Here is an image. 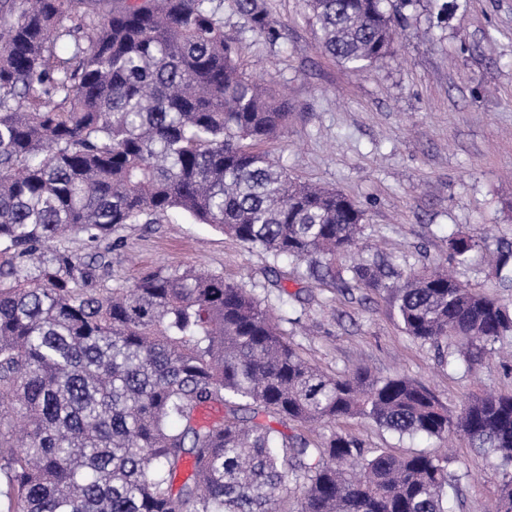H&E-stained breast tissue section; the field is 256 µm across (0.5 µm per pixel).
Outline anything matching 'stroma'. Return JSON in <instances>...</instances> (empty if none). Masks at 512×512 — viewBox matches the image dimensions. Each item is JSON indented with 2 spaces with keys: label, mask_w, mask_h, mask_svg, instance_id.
<instances>
[{
  "label": "stroma",
  "mask_w": 512,
  "mask_h": 512,
  "mask_svg": "<svg viewBox=\"0 0 512 512\" xmlns=\"http://www.w3.org/2000/svg\"><path fill=\"white\" fill-rule=\"evenodd\" d=\"M438 19L433 0L399 8L394 50L354 73L319 47L305 0H266L284 38L272 45L249 31L231 0L224 31L238 63L286 93L292 114L282 136L264 150L291 177L337 189L363 211L362 252L395 257L402 269L446 261L448 234L484 239L459 278L484 294L501 291L492 266L499 243L512 242V0H447ZM109 282L132 284L149 270L192 267L245 284L270 308L291 344L312 364L340 374L364 364L400 374L432 391L449 411L486 392L512 393V340L483 353L472 369L448 366L435 349L408 336L383 288H333L305 281L288 262L208 225L172 214L157 224H125L112 235ZM280 274L282 289L272 288ZM348 433L369 451L408 455L443 450L421 436L399 437L372 422L349 419L318 429L289 424L284 432L320 442ZM448 471L458 480L453 512H478L497 496L494 456L455 441Z\"/></svg>",
  "instance_id": "obj_1"
}]
</instances>
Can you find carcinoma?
I'll return each mask as SVG.
<instances>
[{
    "instance_id": "cac0c4a2",
    "label": "carcinoma",
    "mask_w": 512,
    "mask_h": 512,
    "mask_svg": "<svg viewBox=\"0 0 512 512\" xmlns=\"http://www.w3.org/2000/svg\"><path fill=\"white\" fill-rule=\"evenodd\" d=\"M386 0H307L322 50L363 72L393 49ZM275 44L265 0H232ZM215 0H0V512H453L448 459L317 446L270 425L363 418L400 436L459 437L501 470L512 512V395L448 411L422 385L310 364L246 285L191 268L102 287L112 233L178 212L305 278L392 285L407 335L470 364L512 336V311L462 283L484 241L402 273L340 259L362 232L344 193L291 179L258 148L290 104L240 70ZM81 234L90 251L58 246ZM512 288V243L494 252ZM218 404L222 417L198 420Z\"/></svg>"
}]
</instances>
